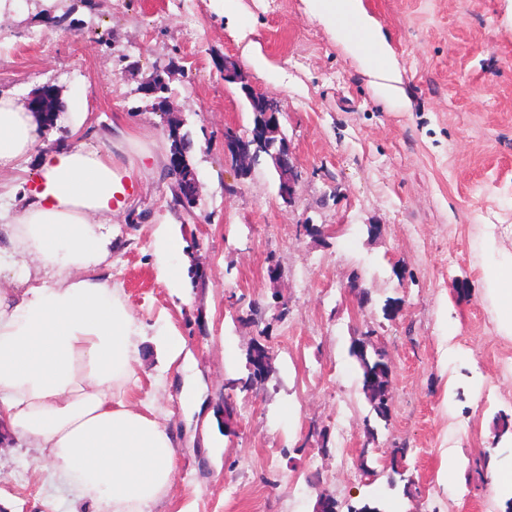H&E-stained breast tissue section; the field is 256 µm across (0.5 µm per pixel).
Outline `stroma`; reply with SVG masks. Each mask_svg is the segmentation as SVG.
Wrapping results in <instances>:
<instances>
[{
  "mask_svg": "<svg viewBox=\"0 0 512 512\" xmlns=\"http://www.w3.org/2000/svg\"><path fill=\"white\" fill-rule=\"evenodd\" d=\"M364 2L398 62L391 99L306 0H17L0 15V96L24 107L55 85L41 139L138 170L133 203L112 216L110 274L147 336L126 399H150L178 438L152 512H316L323 494L337 512H507L491 480L512 466V429L497 422L512 419V335L483 274L512 255V0ZM228 60L279 109L299 172L292 205L270 161L238 180L224 159L225 130L249 133L254 118L221 77ZM158 64L170 68L163 113L138 91ZM172 123L193 140L189 210L168 170ZM160 224L186 243L178 293L157 275ZM161 325L185 339L186 369L157 357ZM364 338L393 365L392 416L371 443L351 353ZM256 341L274 349L273 371L225 420L224 383L246 374ZM401 447L408 495L389 484ZM73 497L46 457L0 430V512H68Z\"/></svg>",
  "mask_w": 512,
  "mask_h": 512,
  "instance_id": "obj_1",
  "label": "stroma"
}]
</instances>
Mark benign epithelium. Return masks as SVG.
Here are the masks:
<instances>
[{"label":"benign epithelium","instance_id":"1","mask_svg":"<svg viewBox=\"0 0 512 512\" xmlns=\"http://www.w3.org/2000/svg\"><path fill=\"white\" fill-rule=\"evenodd\" d=\"M167 73L168 67H155L150 78L141 86V91L148 96H155L156 80L167 81ZM224 82L241 84L251 111L257 116L253 129L247 134L240 135L234 130L224 132V155L235 163L241 178L250 174L260 159H270L279 176V195L284 203H291L298 171L294 163H284V158H291L293 154L281 129L276 105L265 95L253 91L237 66L228 60L224 61ZM169 166L176 182L196 184L195 172L185 173L184 163L178 153L170 155Z\"/></svg>","mask_w":512,"mask_h":512}]
</instances>
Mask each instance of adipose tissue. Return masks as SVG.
Wrapping results in <instances>:
<instances>
[{
    "label": "adipose tissue",
    "instance_id": "obj_1",
    "mask_svg": "<svg viewBox=\"0 0 512 512\" xmlns=\"http://www.w3.org/2000/svg\"><path fill=\"white\" fill-rule=\"evenodd\" d=\"M315 15L374 69L380 91L394 52L363 0H310ZM39 118L0 96V172L37 158L38 175L0 205V423L48 458L91 512H149L171 485L176 439L123 395L141 361L144 332L112 282V214L135 174L112 154L37 138ZM487 290L512 332V256L494 260Z\"/></svg>",
    "mask_w": 512,
    "mask_h": 512
}]
</instances>
